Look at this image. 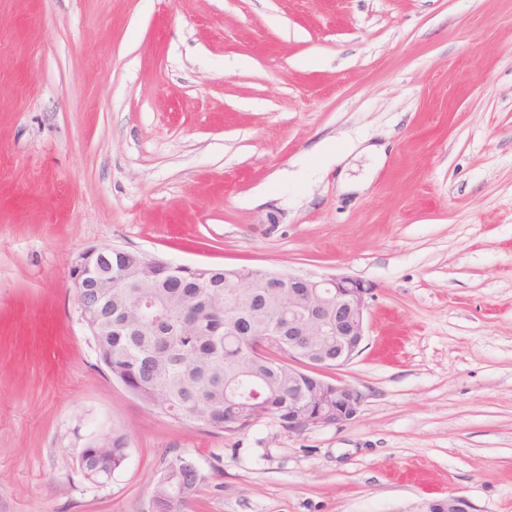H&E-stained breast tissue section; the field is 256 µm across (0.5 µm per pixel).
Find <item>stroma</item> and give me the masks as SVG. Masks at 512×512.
<instances>
[{
	"label": "stroma",
	"instance_id": "obj_1",
	"mask_svg": "<svg viewBox=\"0 0 512 512\" xmlns=\"http://www.w3.org/2000/svg\"><path fill=\"white\" fill-rule=\"evenodd\" d=\"M91 245L371 282L356 418L142 403L70 287ZM179 455L182 512H512V0H0V512H147ZM127 438L123 433H112V448H106L105 451L96 454L95 457L89 458L84 463V468L88 472L98 469L111 468L112 472L119 469L127 457ZM112 472H106L104 479L108 480L112 477ZM190 458L179 456L176 457L169 465L173 466L170 473V482L184 483L188 486H193L196 480V471ZM167 466V467H168ZM166 467V468H167ZM161 472L158 479L153 484L152 494L149 501V509L151 512H171L181 510V506L186 501L188 496L192 493L191 489L181 486L179 488H172L169 494L168 502L171 507V511L168 508L166 501L165 489L166 485L161 482V478L166 470ZM406 512H476V509L468 498L451 494L444 498L423 500Z\"/></svg>",
	"mask_w": 512,
	"mask_h": 512
}]
</instances>
